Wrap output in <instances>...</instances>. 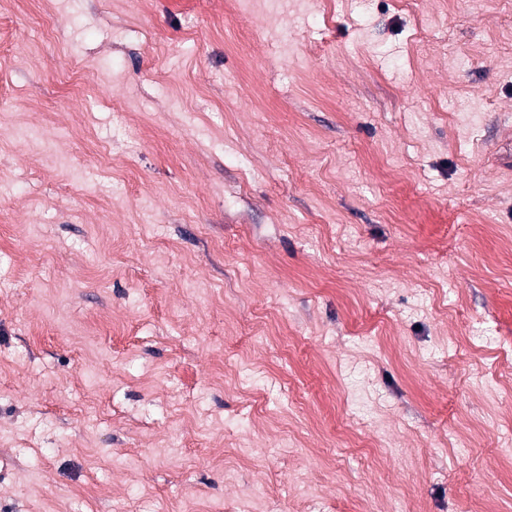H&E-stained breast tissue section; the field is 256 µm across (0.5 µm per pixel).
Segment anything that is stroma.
I'll return each instance as SVG.
<instances>
[{"mask_svg":"<svg viewBox=\"0 0 512 512\" xmlns=\"http://www.w3.org/2000/svg\"><path fill=\"white\" fill-rule=\"evenodd\" d=\"M0 512H512V0H10Z\"/></svg>","mask_w":512,"mask_h":512,"instance_id":"stroma-1","label":"stroma"}]
</instances>
